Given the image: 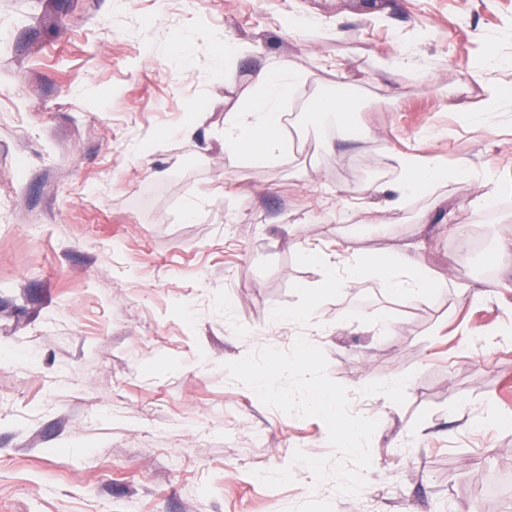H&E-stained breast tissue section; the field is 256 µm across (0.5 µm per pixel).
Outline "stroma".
<instances>
[{
	"label": "stroma",
	"instance_id": "obj_1",
	"mask_svg": "<svg viewBox=\"0 0 512 512\" xmlns=\"http://www.w3.org/2000/svg\"><path fill=\"white\" fill-rule=\"evenodd\" d=\"M218 34L251 53L222 65ZM487 49L512 85V0H0V512H512V98L487 129L465 118ZM407 53L413 70L375 66ZM283 62L306 76L294 159L244 165L224 118ZM328 94L358 100L361 141L311 111ZM400 151L492 168L498 193L459 179L394 204ZM350 236L417 246L441 288L323 290L305 251ZM477 281L483 300L459 295ZM306 304L313 330L283 321ZM302 334L379 421L360 494L293 464L339 460L322 420L224 368Z\"/></svg>",
	"mask_w": 512,
	"mask_h": 512
}]
</instances>
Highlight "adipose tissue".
Wrapping results in <instances>:
<instances>
[{
  "instance_id": "1",
  "label": "adipose tissue",
  "mask_w": 512,
  "mask_h": 512,
  "mask_svg": "<svg viewBox=\"0 0 512 512\" xmlns=\"http://www.w3.org/2000/svg\"><path fill=\"white\" fill-rule=\"evenodd\" d=\"M300 79V73L284 63L257 70L252 76L253 92L248 101L231 112L224 124L225 152L246 164L290 163L291 155L282 143V119L291 107L293 90ZM390 160L398 174L394 190L403 199L434 191L441 183L463 177H478L486 189V199H493L498 189L492 171L487 168H450L436 158L402 152L391 154ZM321 262L323 285L336 292L354 287L369 268L379 272L390 293L407 300L427 295L437 286L420 267L413 248L369 262L359 256L356 242L351 239L339 261L325 256Z\"/></svg>"
}]
</instances>
